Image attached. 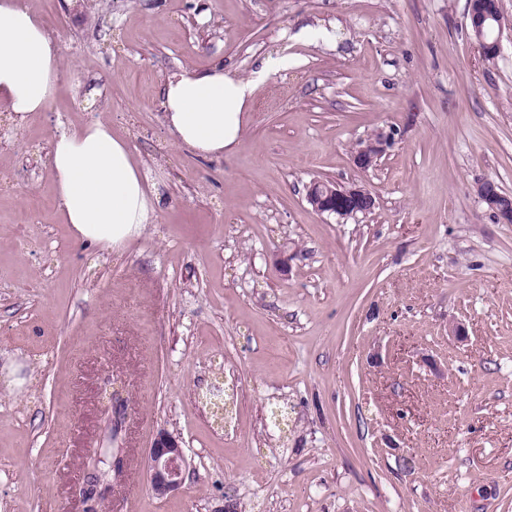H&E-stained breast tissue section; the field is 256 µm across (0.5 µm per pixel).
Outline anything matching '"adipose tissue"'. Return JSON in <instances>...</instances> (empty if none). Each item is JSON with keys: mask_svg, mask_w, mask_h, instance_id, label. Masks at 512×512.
Returning <instances> with one entry per match:
<instances>
[{"mask_svg": "<svg viewBox=\"0 0 512 512\" xmlns=\"http://www.w3.org/2000/svg\"><path fill=\"white\" fill-rule=\"evenodd\" d=\"M285 64L284 58L266 57L251 79L220 63L168 76L162 86L164 126L200 156L234 153L259 79ZM61 79L60 51L46 24L25 0H0V107L19 122L48 111ZM49 167L63 223L90 245L113 249L139 238L160 201L129 141L105 120L57 135Z\"/></svg>", "mask_w": 512, "mask_h": 512, "instance_id": "ef3b65f1", "label": "adipose tissue"}]
</instances>
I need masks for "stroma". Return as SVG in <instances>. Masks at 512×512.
<instances>
[{"instance_id":"stroma-1","label":"stroma","mask_w":512,"mask_h":512,"mask_svg":"<svg viewBox=\"0 0 512 512\" xmlns=\"http://www.w3.org/2000/svg\"><path fill=\"white\" fill-rule=\"evenodd\" d=\"M468 0H27L63 69L48 113L0 108V512H81L121 383L112 512H512V0L494 61ZM259 83L238 151L173 142L161 87L221 61ZM102 119L159 185L124 247L76 241L48 152ZM391 144L372 169L358 141ZM372 213L306 202L311 180ZM465 338L449 333L450 325ZM230 387L219 423L203 403ZM165 430L188 466L157 496ZM495 16L497 18V25H498L497 36L495 37V39L492 43H487L483 37V28H484L485 21L488 18H492V15L484 14V16L481 18L478 15H476L475 13H473L472 11H468V18H469V22L471 24L472 33H473L472 37L474 38L475 42L478 44V46L481 49L483 54H484L485 50L489 49V48L495 49L497 51L500 50L499 36H500L501 32L503 31L504 27L506 26V21L502 15L501 11H500V16H497V15H495ZM389 136L383 132H376L370 138L364 139L365 145L353 154V163L360 170L369 169L383 155ZM306 200L316 212L339 217L366 214L376 206L375 195L363 186L318 179L306 187ZM481 189L484 193V200L495 209L498 219L504 224H512V208L506 205H499L497 199L502 197L496 185L491 180H486L478 184L477 191ZM149 480L158 496L177 491L184 482L187 457L182 441L166 432L158 433L149 451Z\"/></svg>"}]
</instances>
